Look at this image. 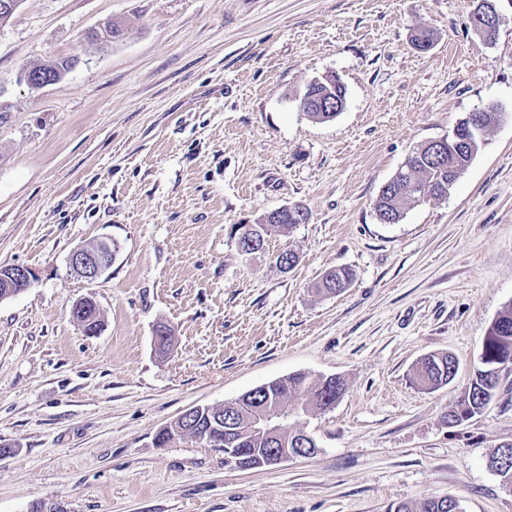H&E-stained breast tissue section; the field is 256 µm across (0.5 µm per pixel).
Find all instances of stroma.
<instances>
[{"mask_svg": "<svg viewBox=\"0 0 512 512\" xmlns=\"http://www.w3.org/2000/svg\"><path fill=\"white\" fill-rule=\"evenodd\" d=\"M474 7L21 0L0 23V266L36 279L0 301V512H386L446 496L512 512L488 465L512 442V367L480 414L444 420L512 307V0L491 43ZM109 21L122 35L95 38ZM60 59L74 66L59 80L21 81ZM328 74L346 105L318 123L299 103ZM490 106L502 120L447 195L380 223L407 158ZM294 204L307 223L239 253L240 225ZM102 240L119 245L109 269L77 276L71 253ZM337 267L349 286L319 293ZM87 298L94 336L71 317ZM441 353L455 379L420 387L414 368ZM296 373L345 384L306 421L313 456L239 469L192 438L156 446L184 411Z\"/></svg>", "mask_w": 512, "mask_h": 512, "instance_id": "1", "label": "stroma"}]
</instances>
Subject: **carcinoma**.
Instances as JSON below:
<instances>
[{"label": "carcinoma", "mask_w": 512, "mask_h": 512, "mask_svg": "<svg viewBox=\"0 0 512 512\" xmlns=\"http://www.w3.org/2000/svg\"><path fill=\"white\" fill-rule=\"evenodd\" d=\"M305 94L322 101L323 111L309 109L306 114L311 119L322 122L336 108V101L345 98L346 90L340 83L310 84ZM459 136L448 141V154L435 160L429 155V149H420L410 157L409 166L401 168L393 180L381 190L376 200L378 211L388 223L399 222L404 207L409 202L425 199H439L448 193V189L460 178L479 152L484 136H478L465 123L457 125ZM290 230L295 224L288 217L276 220V224H260L256 237L258 246L264 247L266 236L271 228ZM352 273L345 269H332L326 272L321 288L329 293H339L351 281ZM512 349V307L502 312L491 324L485 336L480 355L482 367L478 369L465 388L464 395L446 415L447 420H454L461 425L472 419L484 409L492 398L499 380L497 367L499 358ZM456 367L455 359L448 355H431L425 358L415 372V381L429 389H436L450 383L449 376ZM344 382L337 377L312 379L304 373L292 374L284 379L272 381L250 396L233 411L225 428L231 431L235 448H314V439L305 431L291 429L280 439H270L256 434L249 429L250 419L256 409L265 402H279L284 405L306 397L309 400V412L325 411L336 403L343 394ZM215 415L201 414L192 419V423L174 424L160 430L155 441L157 446L166 447L181 428L196 435L199 440L212 448L224 447L226 433L210 428L209 419ZM489 467L495 471L503 483L512 482V444L509 451L499 446L489 458ZM388 512H465L459 500L452 497L432 498L417 508L407 503L392 504Z\"/></svg>", "instance_id": "carcinoma-1"}]
</instances>
